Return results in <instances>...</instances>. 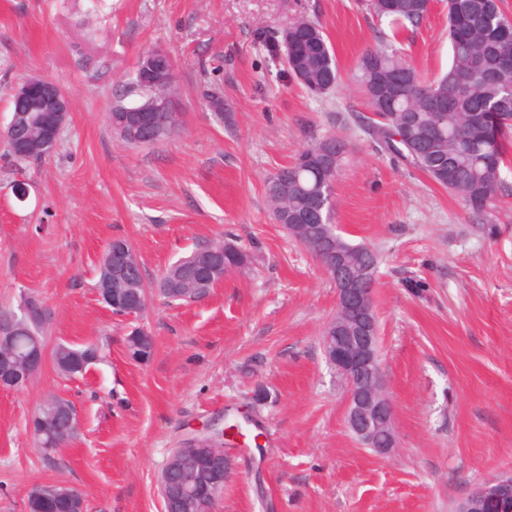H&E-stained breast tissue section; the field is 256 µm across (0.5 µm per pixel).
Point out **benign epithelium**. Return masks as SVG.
I'll list each match as a JSON object with an SVG mask.
<instances>
[{
  "label": "benign epithelium",
  "instance_id": "7a95c632",
  "mask_svg": "<svg viewBox=\"0 0 512 512\" xmlns=\"http://www.w3.org/2000/svg\"><path fill=\"white\" fill-rule=\"evenodd\" d=\"M138 78L148 83L155 95L147 102L129 109L123 120L127 131L153 132L168 123L172 113L179 111L170 55L154 49L143 58ZM16 112L25 113V124L39 132L33 142L25 137L13 118L0 129L8 148L17 156L31 158L56 148L61 130L71 112L70 98L55 82L40 77L22 80L14 88ZM342 151L336 138L326 139L320 148L322 161L332 166ZM325 258L324 270L336 288V313L328 322L323 350L328 362L336 369L346 389V426L366 448L386 456L397 447L394 408L387 392L382 367L379 324L374 309V286L377 270L373 266H353L336 247V238L324 234L310 242ZM216 258L202 264L191 263L186 271L195 284L203 285L216 276H224V264ZM116 269L132 277L139 271L124 242L112 240L107 269ZM45 352L32 348L16 358L8 370L0 373V389H15L27 382L43 364ZM210 432L194 434L175 449L160 479L164 501L177 494L186 500L209 496L217 500L224 489V478L230 474L231 463L224 448L209 447ZM512 491V472H502L476 486L455 507V512H503V495Z\"/></svg>",
  "mask_w": 512,
  "mask_h": 512
}]
</instances>
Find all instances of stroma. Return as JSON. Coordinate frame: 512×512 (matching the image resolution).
<instances>
[{
	"label": "stroma",
	"mask_w": 512,
	"mask_h": 512,
	"mask_svg": "<svg viewBox=\"0 0 512 512\" xmlns=\"http://www.w3.org/2000/svg\"><path fill=\"white\" fill-rule=\"evenodd\" d=\"M301 16L322 26L340 69L321 97L284 63L281 34ZM388 31L359 0H0V128L27 77L71 99L49 157L14 171L0 141V314L36 296L51 312L47 348L100 349L81 375L48 361L26 386L0 390V512H27L36 484L78 488L87 512H163L157 480L171 449L246 415L244 438L224 448L233 470L213 512H453L477 484L512 470V167L478 214L380 151L353 73ZM403 47L424 79L447 71L443 0ZM156 48L175 63L182 129L132 148L108 114L119 82ZM213 87L232 121L205 105ZM331 134L346 144L337 231L380 257L374 307L398 442L386 457L345 425V387L322 348L336 289L273 221L265 190ZM119 237L148 286L136 318L114 315L95 288ZM231 239L252 253L250 267L202 300L168 304L157 290L165 270ZM136 326L156 340L146 362L126 355ZM51 395L74 405L80 431L47 457L27 422Z\"/></svg>",
	"instance_id": "35a3bbf8"
}]
</instances>
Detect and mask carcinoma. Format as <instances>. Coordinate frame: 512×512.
I'll return each mask as SVG.
<instances>
[{
    "label": "carcinoma",
    "mask_w": 512,
    "mask_h": 512,
    "mask_svg": "<svg viewBox=\"0 0 512 512\" xmlns=\"http://www.w3.org/2000/svg\"><path fill=\"white\" fill-rule=\"evenodd\" d=\"M378 19L388 20L391 35L382 45L366 50L360 57L356 82L377 120L370 129L380 149L405 165L426 174L432 181L459 195L475 212L485 210L502 186L501 171L512 149V69L496 81H486L476 67L487 71L505 61L512 62V18L500 0H446L448 40L452 62L448 72L426 82L405 58L399 37L419 27L427 17L431 0H363ZM288 68L310 93L322 96L339 81V68L322 28L299 18L282 34ZM404 73L408 79L392 92V76ZM149 87L133 79L122 85V96L144 102ZM319 142L307 145L291 165L283 166L266 181L271 213L278 224L296 219L313 210L321 200L328 201L341 170L344 156L336 167L324 165L318 154ZM339 250L353 264L368 259L379 261L377 252L337 238ZM224 272L242 270L251 263L250 255L233 242L221 243ZM181 262L163 275L161 294L178 302H194L207 295L180 282ZM129 352L154 355L151 338L136 334L126 337ZM97 347L57 345L51 358L65 376L82 373L80 358ZM77 433L75 422L58 426L55 441L44 453L65 446ZM83 499L76 488L59 485L55 497L43 502L27 495L30 512H72L73 503Z\"/></svg>",
    "instance_id": "1"
}]
</instances>
